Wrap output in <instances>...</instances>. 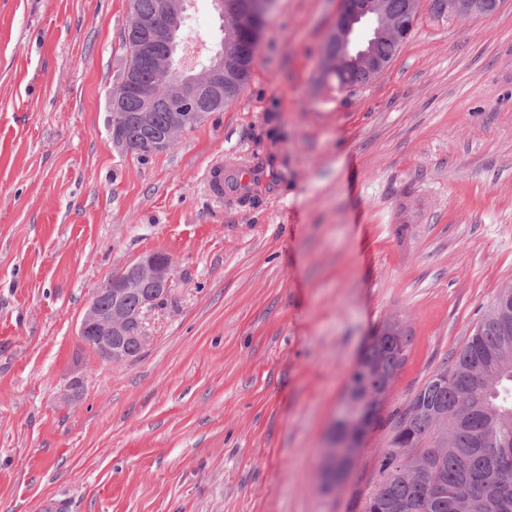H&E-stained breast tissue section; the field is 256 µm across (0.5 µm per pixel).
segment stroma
Segmentation results:
<instances>
[{
	"mask_svg": "<svg viewBox=\"0 0 512 512\" xmlns=\"http://www.w3.org/2000/svg\"><path fill=\"white\" fill-rule=\"evenodd\" d=\"M340 7L276 0L238 97L141 159L108 108L130 0H0V512H364L389 426L335 488L317 470L370 337H410L389 416L512 288V0L461 21L420 0L354 89L320 78ZM188 14L208 55L211 0ZM230 151L269 196L207 194ZM158 251L177 270L151 344L100 361L92 293Z\"/></svg>",
	"mask_w": 512,
	"mask_h": 512,
	"instance_id": "obj_1",
	"label": "stroma"
}]
</instances>
